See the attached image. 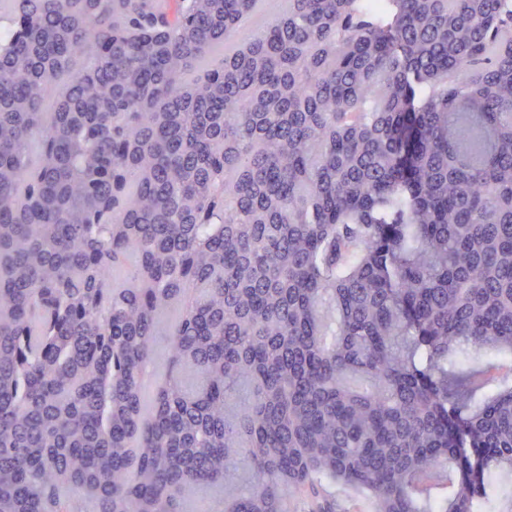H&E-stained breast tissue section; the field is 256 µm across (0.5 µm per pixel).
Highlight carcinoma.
<instances>
[{"instance_id":"carcinoma-1","label":"carcinoma","mask_w":512,"mask_h":512,"mask_svg":"<svg viewBox=\"0 0 512 512\" xmlns=\"http://www.w3.org/2000/svg\"><path fill=\"white\" fill-rule=\"evenodd\" d=\"M26 4L0 57V512H183L193 486L333 512L337 484L490 512L512 0H288L232 47L254 0L0 15ZM179 316L180 307L173 306L163 312L158 319L155 365L143 382L147 395H151L164 382L167 339Z\"/></svg>"}]
</instances>
